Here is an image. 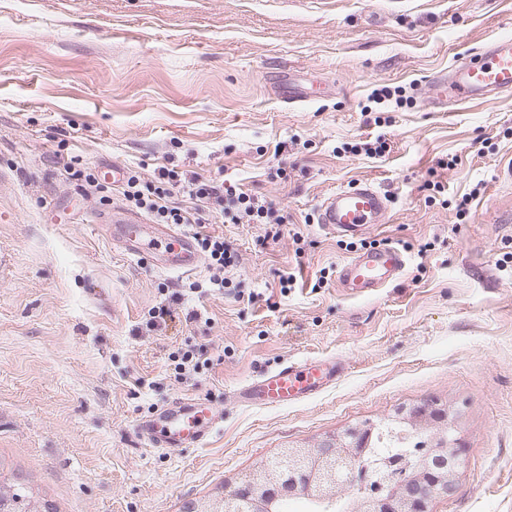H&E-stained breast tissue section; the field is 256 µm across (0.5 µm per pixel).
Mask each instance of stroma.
<instances>
[{"label":"stroma","mask_w":512,"mask_h":512,"mask_svg":"<svg viewBox=\"0 0 512 512\" xmlns=\"http://www.w3.org/2000/svg\"><path fill=\"white\" fill-rule=\"evenodd\" d=\"M503 34L512 0H0V477L57 512H186L279 448L441 399L464 411L466 465L432 512H512V95L432 104L435 71ZM285 65L302 105L273 91ZM382 86L405 104L373 103ZM379 137L384 154L353 152ZM112 162L222 176L281 209L284 235L258 248L264 225L209 207L240 295L207 289L204 265L160 270L104 229L119 186L65 173ZM357 180L387 191L390 223L327 233L320 200ZM373 241L405 249V271L349 296L340 267ZM164 286L187 295L148 326ZM189 342L218 363L181 380L170 355ZM305 358L340 363L336 383L238 404ZM185 397L219 413L209 441L147 447L137 420Z\"/></svg>","instance_id":"obj_1"}]
</instances>
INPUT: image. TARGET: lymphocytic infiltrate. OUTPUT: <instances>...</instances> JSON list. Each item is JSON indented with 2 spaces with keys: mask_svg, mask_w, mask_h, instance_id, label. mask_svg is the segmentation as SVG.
<instances>
[{
  "mask_svg": "<svg viewBox=\"0 0 512 512\" xmlns=\"http://www.w3.org/2000/svg\"><path fill=\"white\" fill-rule=\"evenodd\" d=\"M181 193L188 195L189 205L177 203L176 197ZM122 195L132 207L151 214L161 223L197 225L194 238L208 260V285L220 291L232 285L233 271L239 263L238 255L231 251L222 235L201 230L202 205L219 206L228 224L239 223L245 215L263 224L264 234L255 241L259 248L277 243L282 226L288 221L287 216L265 198L236 189L217 178L193 177L186 180L177 171L165 167L160 168L151 180L129 176Z\"/></svg>",
  "mask_w": 512,
  "mask_h": 512,
  "instance_id": "1",
  "label": "lymphocytic infiltrate"
}]
</instances>
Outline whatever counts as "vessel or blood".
Returning <instances> with one entry per match:
<instances>
[{"mask_svg": "<svg viewBox=\"0 0 512 512\" xmlns=\"http://www.w3.org/2000/svg\"><path fill=\"white\" fill-rule=\"evenodd\" d=\"M439 90L437 103L458 104L512 93V37L491 39L477 51L462 56L451 68L434 78ZM277 93L285 104L307 102L309 91L281 75ZM390 199L374 182L356 181L327 194L318 209V223L342 235H356L370 225L389 221ZM166 239L160 269L189 273L196 270L200 257L190 234H167L161 228H148L134 220L114 224L113 241L133 255L150 253L152 241ZM408 262L406 252L392 243L370 249L347 261L341 268L342 289L365 295L400 277ZM341 372L335 362L310 359L291 361L259 374L237 392L246 407L285 406L315 397L334 384ZM219 420L214 408L200 399H180L158 409L152 417L140 420L136 430L152 448H197L209 437Z\"/></svg>", "mask_w": 512, "mask_h": 512, "instance_id": "b4317fda", "label": "vessel or blood"}]
</instances>
